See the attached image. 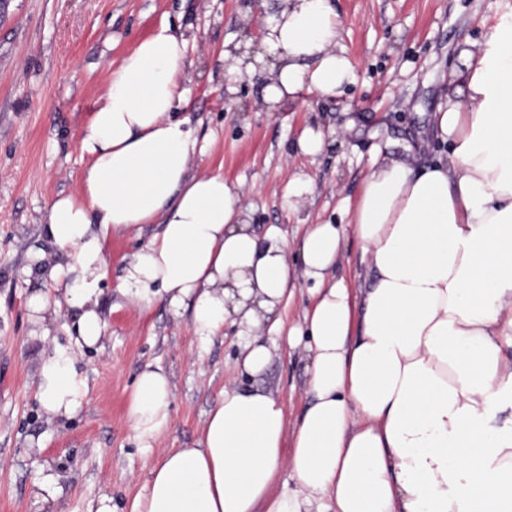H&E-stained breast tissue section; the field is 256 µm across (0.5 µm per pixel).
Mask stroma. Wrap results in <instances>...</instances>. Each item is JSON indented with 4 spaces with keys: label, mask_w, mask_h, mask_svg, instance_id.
Here are the masks:
<instances>
[{
    "label": "stroma",
    "mask_w": 512,
    "mask_h": 512,
    "mask_svg": "<svg viewBox=\"0 0 512 512\" xmlns=\"http://www.w3.org/2000/svg\"><path fill=\"white\" fill-rule=\"evenodd\" d=\"M334 4L355 83L336 97L305 93L270 112L256 78H243L236 101L226 100L219 56L246 11L253 47L261 49L264 0H8L0 10V512H85L101 496L111 497L114 512H129L157 458L195 447L227 386L273 392L289 425L298 422L308 380L303 349L267 337L270 363L252 376L237 364L245 342L239 326L225 325L222 336L203 345L187 317L166 302L144 309L122 295L120 278L140 237L105 244L110 272L100 303L107 326L96 346L78 343L63 292H54L57 304L38 326L26 301L32 291L50 288L43 272L62 261L43 232L42 211L56 195L79 190L89 162L80 147L82 128L107 90L108 65L161 20L193 36L184 113L198 131L194 168L222 174L241 191L256 230L278 225L297 246L307 225L349 222L346 207L375 159L422 165L446 157L434 119L455 93L452 70L491 24L512 14V0ZM308 127L330 135L315 157L297 148ZM295 177L309 180L312 191L290 203L286 192ZM59 348L75 356L89 388L70 419L48 416L37 397L42 365ZM149 365L170 378L173 428L146 454L133 440L126 408L137 375Z\"/></svg>",
    "instance_id": "stroma-1"
}]
</instances>
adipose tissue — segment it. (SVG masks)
<instances>
[{
	"instance_id": "1",
	"label": "adipose tissue",
	"mask_w": 512,
	"mask_h": 512,
	"mask_svg": "<svg viewBox=\"0 0 512 512\" xmlns=\"http://www.w3.org/2000/svg\"><path fill=\"white\" fill-rule=\"evenodd\" d=\"M339 35L332 0H280L263 36L277 54L267 107L354 84ZM190 41L164 20L108 68L82 130L80 190L45 206L64 258L49 275L77 310L79 342L96 345L107 238L158 225L122 293L166 301L204 344L238 325L241 365L258 375L271 352L257 330L294 287L288 242L278 226L252 229L223 175L193 168L197 130L178 115ZM453 76L437 114L446 159L382 158L349 224L308 225L298 244L315 300L301 322L275 327L307 351L297 424L270 391L224 389L196 447L168 450L129 512H512V15ZM350 236L368 269L357 291L336 274ZM87 395L71 354L55 350L38 384L46 414L72 416ZM171 401L164 372L138 375L127 420L139 448L168 432ZM283 471L294 490L278 489Z\"/></svg>"
}]
</instances>
